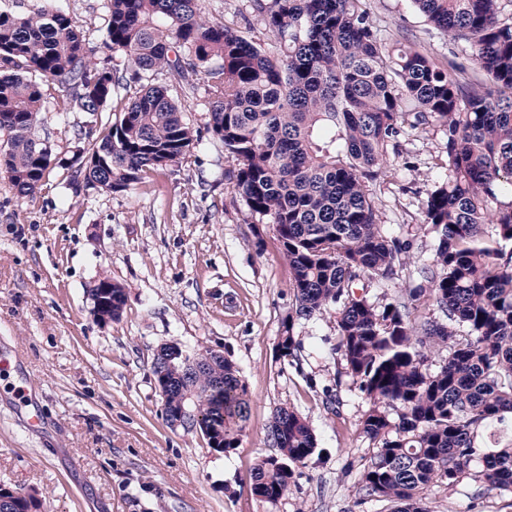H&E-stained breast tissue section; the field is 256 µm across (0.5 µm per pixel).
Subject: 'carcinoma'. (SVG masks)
<instances>
[{"label": "carcinoma", "instance_id": "carcinoma-1", "mask_svg": "<svg viewBox=\"0 0 512 512\" xmlns=\"http://www.w3.org/2000/svg\"><path fill=\"white\" fill-rule=\"evenodd\" d=\"M274 38L264 47L240 26L207 16L200 0H106L103 50L86 43L69 14L38 0L18 16L0 10V171L21 197L52 166L68 185L112 191L179 165L200 137L161 77L202 74L208 130L234 163L229 172L249 214L275 226L291 272L293 303L277 352L294 358L295 323L334 311L336 351L367 402L361 429L375 445L359 485L365 496L429 512L434 484L456 485L479 460L475 480L512 492V23L503 0H413L428 23L462 42L483 81L378 33L366 0H249ZM137 86L121 116L70 159L52 157L36 135L56 94L93 116L119 90ZM443 134L444 178L427 193L412 237L382 223L370 186L402 154L407 130ZM430 260L416 261L419 234ZM395 289L370 300L366 288ZM91 297L120 316L124 289L101 280ZM428 301L446 318L422 311ZM441 356L433 364L431 355ZM163 413L195 429L217 452L237 447L249 414L238 368L216 351L169 353ZM277 450L249 474L272 505L288 495L295 464L317 448L293 408L272 415ZM0 512H45L15 493Z\"/></svg>", "mask_w": 512, "mask_h": 512}]
</instances>
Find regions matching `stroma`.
I'll return each mask as SVG.
<instances>
[{
	"mask_svg": "<svg viewBox=\"0 0 512 512\" xmlns=\"http://www.w3.org/2000/svg\"><path fill=\"white\" fill-rule=\"evenodd\" d=\"M54 2L82 25L90 47H101L104 0ZM367 8L382 37L469 61L412 0H367ZM168 92L200 135L179 166L112 192L72 190L56 169L25 198L0 173V350L18 352L11 377L41 417L30 427L0 391V485L42 498L50 512H392L358 485L374 448L360 431L367 403L334 351L333 313L297 321L299 359L279 358L292 295L276 230L251 218L234 191L233 162L207 130L203 76L169 83ZM94 122L85 112L51 111L37 134L54 156L69 158L78 130ZM401 144L373 193L384 223L407 234L443 174V135L430 126ZM102 279L126 295L109 323L92 314L90 290ZM168 344L221 352L239 368L250 409L229 454L167 425L152 363ZM282 405L307 420L318 448L272 505L251 493L249 473L273 452L268 426ZM425 504L429 512H512V492L466 477L433 485Z\"/></svg>",
	"mask_w": 512,
	"mask_h": 512,
	"instance_id": "35a3bbf8",
	"label": "stroma"
}]
</instances>
